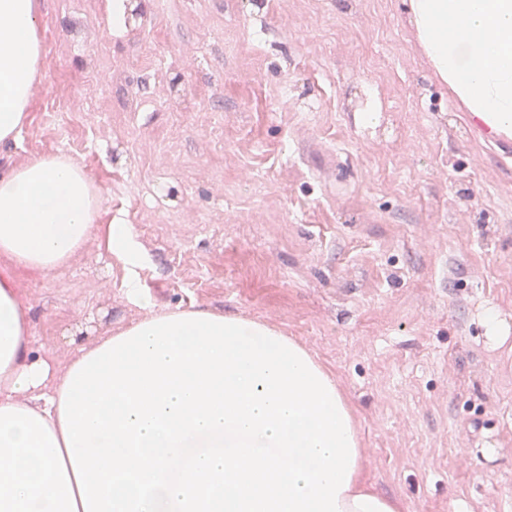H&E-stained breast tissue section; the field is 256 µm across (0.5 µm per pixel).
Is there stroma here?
<instances>
[{"mask_svg": "<svg viewBox=\"0 0 512 512\" xmlns=\"http://www.w3.org/2000/svg\"><path fill=\"white\" fill-rule=\"evenodd\" d=\"M36 0L43 64L0 172L75 160L103 199L18 273L34 351L146 312L257 320L354 409L405 512H512V159L468 131L404 0ZM125 225L129 257L109 248Z\"/></svg>", "mask_w": 512, "mask_h": 512, "instance_id": "obj_1", "label": "stroma"}]
</instances>
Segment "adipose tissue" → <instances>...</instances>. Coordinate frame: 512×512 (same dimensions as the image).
Masks as SVG:
<instances>
[{"mask_svg":"<svg viewBox=\"0 0 512 512\" xmlns=\"http://www.w3.org/2000/svg\"><path fill=\"white\" fill-rule=\"evenodd\" d=\"M430 64L466 111L512 126V0H405ZM42 62L35 0H0V143ZM83 169L0 173V512H403L365 477L351 406L270 325L150 313L79 348L33 354L13 275L65 265L94 231Z\"/></svg>","mask_w":512,"mask_h":512,"instance_id":"obj_1","label":"adipose tissue"}]
</instances>
